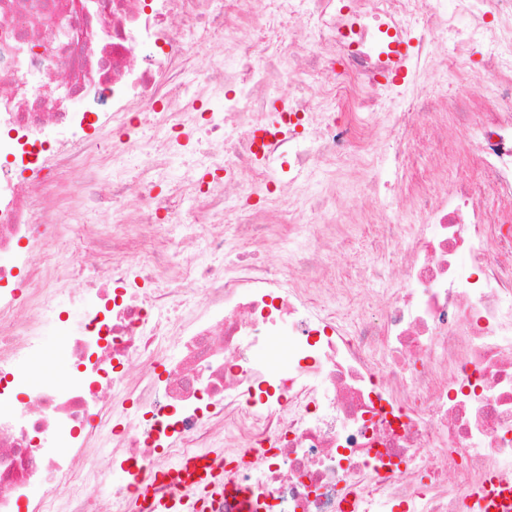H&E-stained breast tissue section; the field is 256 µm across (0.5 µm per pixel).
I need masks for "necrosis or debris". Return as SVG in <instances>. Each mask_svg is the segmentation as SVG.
I'll return each mask as SVG.
<instances>
[{
	"label": "necrosis or debris",
	"instance_id": "obj_1",
	"mask_svg": "<svg viewBox=\"0 0 512 512\" xmlns=\"http://www.w3.org/2000/svg\"><path fill=\"white\" fill-rule=\"evenodd\" d=\"M396 40L416 51L385 87ZM450 70L485 99H448ZM379 113L392 163L479 181L353 206L349 185L380 198ZM362 232L338 269L324 242ZM63 235L109 263L64 260ZM73 300L67 384L31 386ZM218 452L240 494L211 512H482L512 483V0H0V512H122ZM100 456L126 474L105 495ZM480 507L488 511L494 509L499 512H512L511 489L495 480L487 483L482 490V497L479 499Z\"/></svg>",
	"mask_w": 512,
	"mask_h": 512
}]
</instances>
